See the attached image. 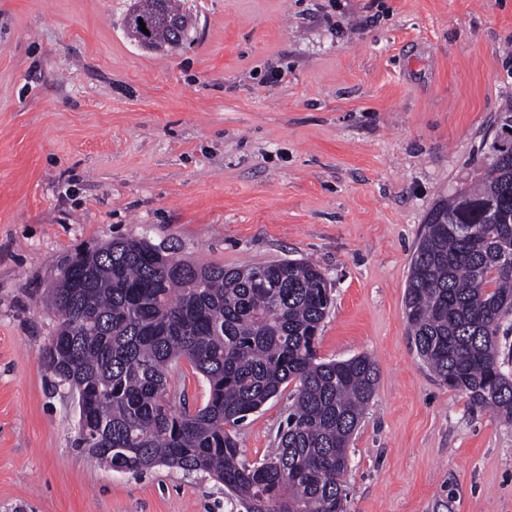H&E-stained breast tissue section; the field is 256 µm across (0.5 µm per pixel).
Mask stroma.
Listing matches in <instances>:
<instances>
[{
    "instance_id": "35a3bbf8",
    "label": "stroma",
    "mask_w": 512,
    "mask_h": 512,
    "mask_svg": "<svg viewBox=\"0 0 512 512\" xmlns=\"http://www.w3.org/2000/svg\"><path fill=\"white\" fill-rule=\"evenodd\" d=\"M129 0H0V512H238L204 471L75 448L39 298L79 251L144 239L199 263L318 264L326 360L375 361L348 512H512V425L439 383L405 315L425 216L512 105V0H188L142 49ZM290 388L234 434L277 446Z\"/></svg>"
}]
</instances>
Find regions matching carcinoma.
<instances>
[{"mask_svg":"<svg viewBox=\"0 0 512 512\" xmlns=\"http://www.w3.org/2000/svg\"><path fill=\"white\" fill-rule=\"evenodd\" d=\"M158 0H131L127 34ZM156 43L178 32L150 26ZM477 173L427 213L411 256L406 318L419 357L471 405L512 425V371L499 336L512 314V107L499 113ZM59 319L51 373L81 384L92 449L104 466L214 475L254 512H347L348 449L377 381L365 355L325 361L317 340L332 299L302 259L226 268L178 259L143 239L70 257L44 297ZM189 362L207 381L203 407L171 386ZM294 384L277 448L246 463L230 428Z\"/></svg>","mask_w":512,"mask_h":512,"instance_id":"1","label":"carcinoma"}]
</instances>
